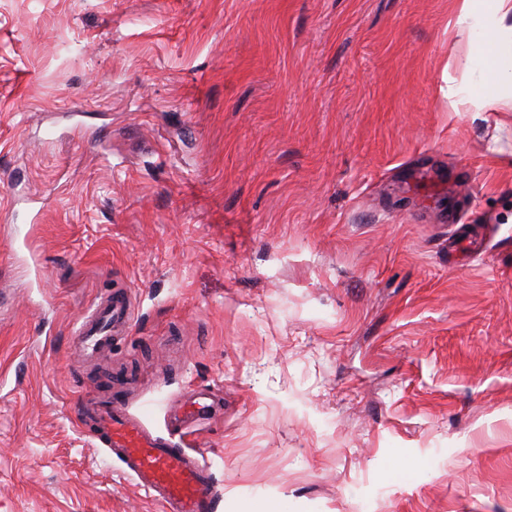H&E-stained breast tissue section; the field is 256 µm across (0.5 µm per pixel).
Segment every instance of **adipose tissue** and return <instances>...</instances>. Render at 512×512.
I'll return each mask as SVG.
<instances>
[{"instance_id":"ef3b65f1","label":"adipose tissue","mask_w":512,"mask_h":512,"mask_svg":"<svg viewBox=\"0 0 512 512\" xmlns=\"http://www.w3.org/2000/svg\"><path fill=\"white\" fill-rule=\"evenodd\" d=\"M451 24L456 28L480 30L481 51L490 55L484 75V91L476 97L458 95L461 103L481 109L512 101V0H459Z\"/></svg>"}]
</instances>
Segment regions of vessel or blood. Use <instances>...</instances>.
Instances as JSON below:
<instances>
[{
  "instance_id": "obj_1",
  "label": "vessel or blood",
  "mask_w": 512,
  "mask_h": 512,
  "mask_svg": "<svg viewBox=\"0 0 512 512\" xmlns=\"http://www.w3.org/2000/svg\"><path fill=\"white\" fill-rule=\"evenodd\" d=\"M134 319L127 292L106 294L82 319L73 347L86 360L108 351L115 337L125 335ZM125 375L113 373L100 383L98 395L83 399L79 418L92 422L97 445L109 450L137 488L160 503L165 512H218L216 476L185 441L149 430L131 413ZM222 397L205 389L187 394L169 410L172 426L183 429L223 412Z\"/></svg>"
}]
</instances>
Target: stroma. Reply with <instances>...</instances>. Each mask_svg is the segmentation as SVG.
<instances>
[{
	"mask_svg": "<svg viewBox=\"0 0 512 512\" xmlns=\"http://www.w3.org/2000/svg\"><path fill=\"white\" fill-rule=\"evenodd\" d=\"M457 0H0V512H162L79 422L208 386L219 512H512V110ZM469 236L462 258L452 245ZM134 319L130 297L125 291H112L82 319L75 332L73 347L84 360L98 358L112 347L115 337L124 336Z\"/></svg>",
	"mask_w": 512,
	"mask_h": 512,
	"instance_id": "stroma-1",
	"label": "stroma"
}]
</instances>
